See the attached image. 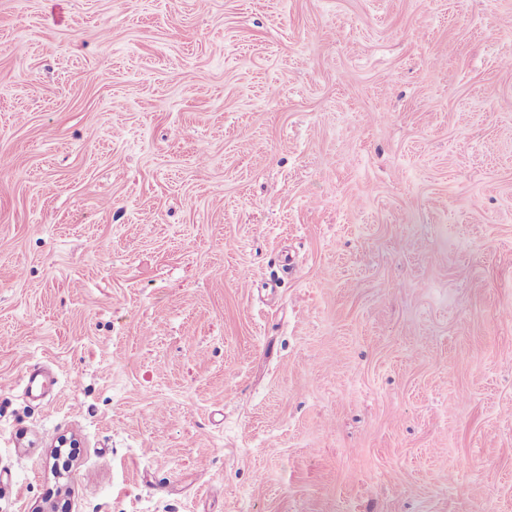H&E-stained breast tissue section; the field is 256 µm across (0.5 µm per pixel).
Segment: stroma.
<instances>
[{
  "mask_svg": "<svg viewBox=\"0 0 512 512\" xmlns=\"http://www.w3.org/2000/svg\"><path fill=\"white\" fill-rule=\"evenodd\" d=\"M510 17L0 0V512H512Z\"/></svg>",
  "mask_w": 512,
  "mask_h": 512,
  "instance_id": "obj_1",
  "label": "stroma"
}]
</instances>
